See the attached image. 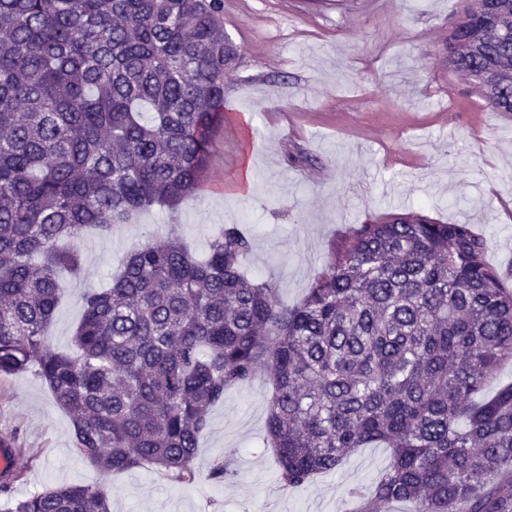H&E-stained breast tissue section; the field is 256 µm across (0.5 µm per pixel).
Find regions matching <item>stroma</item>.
I'll return each instance as SVG.
<instances>
[{"mask_svg":"<svg viewBox=\"0 0 512 512\" xmlns=\"http://www.w3.org/2000/svg\"><path fill=\"white\" fill-rule=\"evenodd\" d=\"M469 0H224V34L236 67L224 83L228 120L216 136L209 183L177 212L157 209L118 234L75 239L79 277L48 328L68 350L81 296L101 288L146 239L171 224L204 249L225 216L246 213L244 260L300 302L354 227L417 211L469 224L488 240L485 258L512 288V113L487 108L474 81L448 64L446 43ZM270 385L258 373L226 390L197 450L192 484L142 468L106 476L75 449L71 421L34 373L0 375V435L15 434L22 481L10 498L58 484L110 487L111 512H350L345 491L371 488L390 449H358L335 472L283 488L264 448ZM229 460L231 484L208 478Z\"/></svg>","mask_w":512,"mask_h":512,"instance_id":"1","label":"stroma"}]
</instances>
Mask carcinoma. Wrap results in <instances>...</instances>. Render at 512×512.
<instances>
[{"mask_svg": "<svg viewBox=\"0 0 512 512\" xmlns=\"http://www.w3.org/2000/svg\"><path fill=\"white\" fill-rule=\"evenodd\" d=\"M468 7L448 64L488 107L512 112V0ZM224 0H0V375L34 372L69 415L76 450L101 471L151 466L193 482L201 435L233 385L268 374L267 447L282 486L393 449L354 512H512V290L469 224L409 212L354 229L297 305L241 270L252 247L224 225L205 256L174 231L130 252L110 286L84 292L71 350L47 342L81 255L207 185L237 50ZM236 472L218 461L209 480ZM9 512H109L108 494L60 484Z\"/></svg>", "mask_w": 512, "mask_h": 512, "instance_id": "obj_1", "label": "carcinoma"}]
</instances>
